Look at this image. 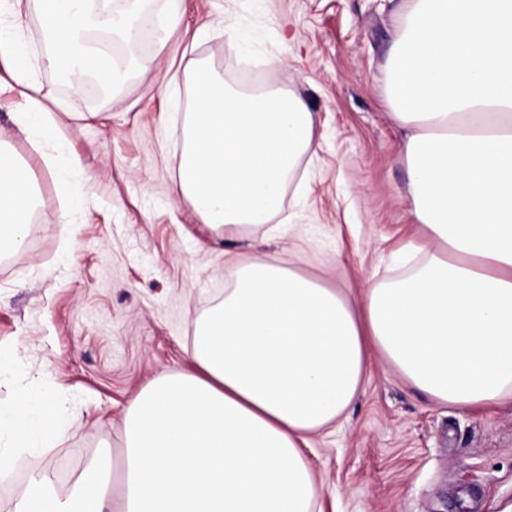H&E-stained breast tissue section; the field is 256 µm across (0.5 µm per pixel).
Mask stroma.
<instances>
[{"label":"stroma","mask_w":512,"mask_h":512,"mask_svg":"<svg viewBox=\"0 0 512 512\" xmlns=\"http://www.w3.org/2000/svg\"><path fill=\"white\" fill-rule=\"evenodd\" d=\"M395 0H155L142 18L178 12L165 41L107 43L136 66L118 91L81 86L45 67L33 0L15 16L42 96L64 131L47 169L0 95V141L30 167L35 212L21 247L0 256V406L47 399L64 427L52 445L9 460L0 512L40 480L64 492L102 453L121 445L133 397L154 379L191 367L197 319L224 295L231 258L278 262L324 285L360 288L402 272L392 249L422 240L407 192L403 132L387 104L383 65ZM244 36L230 50L225 25ZM209 60L226 81L297 90L316 121L315 154L301 159L276 237L216 239L174 191L185 83L167 70ZM79 159L85 178L60 175ZM68 223H61V216ZM305 453L323 512H512V404L441 407L374 357L348 421L311 437Z\"/></svg>","instance_id":"stroma-1"}]
</instances>
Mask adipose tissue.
<instances>
[{
	"label": "adipose tissue",
	"mask_w": 512,
	"mask_h": 512,
	"mask_svg": "<svg viewBox=\"0 0 512 512\" xmlns=\"http://www.w3.org/2000/svg\"><path fill=\"white\" fill-rule=\"evenodd\" d=\"M43 63L72 85L122 79L90 30L133 42L150 0L115 14L98 0H37ZM384 73L402 128L422 258L359 300L261 259L236 266L195 326L193 369L131 401L123 482L95 464L59 498L31 484L14 512H318L304 450L363 393L373 354L415 390L462 411L512 400V0H399ZM0 62L24 100L13 118L60 134L19 27L0 19ZM176 193L214 232L271 234L314 115L285 86L249 93L205 61L189 71ZM36 206L28 169L0 144V254L19 248ZM60 418L0 409V463L49 444Z\"/></svg>",
	"instance_id": "ef3b65f1"
}]
</instances>
